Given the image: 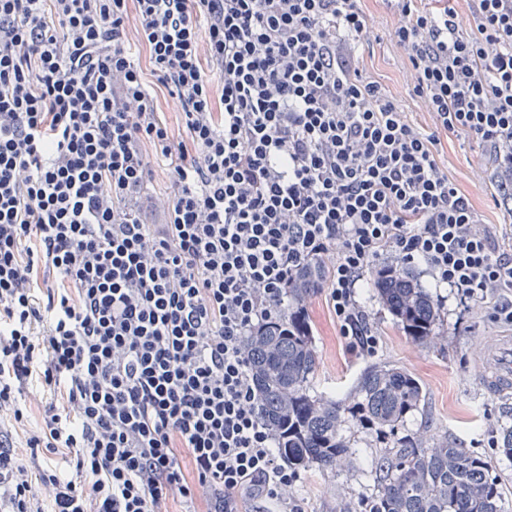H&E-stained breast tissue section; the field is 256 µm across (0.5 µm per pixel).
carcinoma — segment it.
I'll return each mask as SVG.
<instances>
[{
	"label": "carcinoma",
	"mask_w": 512,
	"mask_h": 512,
	"mask_svg": "<svg viewBox=\"0 0 512 512\" xmlns=\"http://www.w3.org/2000/svg\"><path fill=\"white\" fill-rule=\"evenodd\" d=\"M301 301L323 288L326 271L311 265L302 273ZM413 273L402 268L373 284L388 312L412 343H432L439 310L433 297L415 287ZM252 366L260 413L279 434L281 453L296 469L333 471L354 449L340 430L345 416L385 440L397 434L408 416L421 408L425 391L404 367L374 365L355 387L353 404L322 402L310 395L317 367L308 321H289L267 329L253 346ZM377 494L365 512H504L505 489L492 460L477 456L448 438L427 442L406 435L384 449L374 466Z\"/></svg>",
	"instance_id": "carcinoma-1"
}]
</instances>
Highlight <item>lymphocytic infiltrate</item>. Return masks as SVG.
Instances as JSON below:
<instances>
[{"mask_svg":"<svg viewBox=\"0 0 512 512\" xmlns=\"http://www.w3.org/2000/svg\"><path fill=\"white\" fill-rule=\"evenodd\" d=\"M386 2L430 126L360 70L362 0H0V512H305L250 348L312 262L355 354L378 346L359 282L402 264L512 325V236L438 160L475 139L512 217V0H468L471 30L452 0ZM158 110L160 116L166 121L168 127L176 135L182 132L180 115L174 101L167 95L166 92L158 93Z\"/></svg>","mask_w":512,"mask_h":512,"instance_id":"1","label":"lymphocytic infiltrate"}]
</instances>
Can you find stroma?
<instances>
[{
  "label": "stroma",
  "instance_id": "35a3bbf8",
  "mask_svg": "<svg viewBox=\"0 0 512 512\" xmlns=\"http://www.w3.org/2000/svg\"><path fill=\"white\" fill-rule=\"evenodd\" d=\"M372 18L368 44L359 66L395 97L412 119L425 121L420 103L404 88L406 65L396 52L390 37L393 18L385 0H364ZM441 160L448 176L468 193L477 212L488 224L511 221L496 205L489 190L472 178L473 170L487 165L489 157L470 137H449ZM358 299L365 307L379 339L375 355L357 357L347 347L328 301L327 291H320L307 302L314 335L318 366L309 388L319 400L348 399L363 371L373 365L396 364L407 368L423 383L426 399L422 409L410 417L405 433L426 431L446 434L459 447L493 459L497 471L506 480V498L512 502V459L497 448L501 427L512 425V392L487 393L480 384L478 349L491 338L512 331V326L494 317L490 307L464 311L455 298H448L440 311L437 332L441 344L418 347L404 336L379 297L368 286H360ZM343 433L350 438L356 454L347 468L337 472L303 470L294 486V495L308 512H364L377 486L370 471L381 453L374 435L363 432L353 421H345Z\"/></svg>",
  "mask_w": 512,
  "mask_h": 512
}]
</instances>
